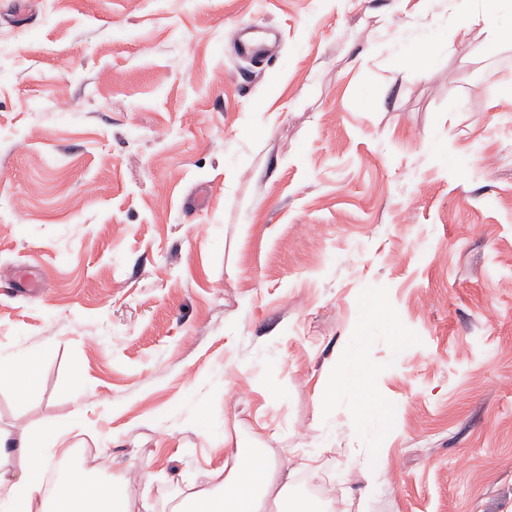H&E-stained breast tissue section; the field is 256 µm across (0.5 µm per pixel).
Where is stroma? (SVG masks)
<instances>
[{
	"label": "stroma",
	"mask_w": 512,
	"mask_h": 512,
	"mask_svg": "<svg viewBox=\"0 0 512 512\" xmlns=\"http://www.w3.org/2000/svg\"><path fill=\"white\" fill-rule=\"evenodd\" d=\"M487 7L40 0L16 27L0 0V356L42 353L0 430L69 424L131 512L145 482L151 512L218 487L231 441L293 503L325 478L340 512H512V0L494 47L452 44ZM348 350L385 440L351 392L322 404Z\"/></svg>",
	"instance_id": "1"
}]
</instances>
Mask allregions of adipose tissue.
Returning a JSON list of instances; mask_svg holds the SVG:
<instances>
[{
  "instance_id": "obj_1",
  "label": "adipose tissue",
  "mask_w": 512,
  "mask_h": 512,
  "mask_svg": "<svg viewBox=\"0 0 512 512\" xmlns=\"http://www.w3.org/2000/svg\"><path fill=\"white\" fill-rule=\"evenodd\" d=\"M41 359L27 351L0 357V388L25 395L35 386ZM372 367L360 354H352L330 375L331 390L356 389L363 407L373 397L369 382ZM71 429L50 424L26 438L0 432V512H130L125 482L107 479L77 467L69 471L55 491L45 488V474L55 455L69 456ZM272 460L258 448H235L223 490H201L188 497L181 512H308L305 504L288 507L286 482Z\"/></svg>"
}]
</instances>
